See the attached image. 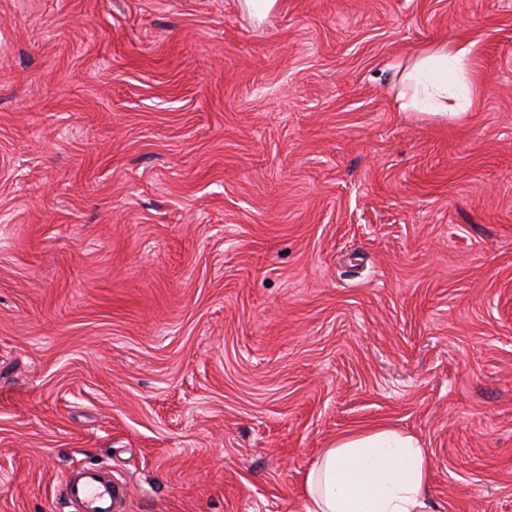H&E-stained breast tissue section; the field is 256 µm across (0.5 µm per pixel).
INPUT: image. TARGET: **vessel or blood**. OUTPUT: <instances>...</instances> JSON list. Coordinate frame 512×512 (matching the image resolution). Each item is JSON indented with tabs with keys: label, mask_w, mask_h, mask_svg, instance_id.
<instances>
[{
	"label": "vessel or blood",
	"mask_w": 512,
	"mask_h": 512,
	"mask_svg": "<svg viewBox=\"0 0 512 512\" xmlns=\"http://www.w3.org/2000/svg\"><path fill=\"white\" fill-rule=\"evenodd\" d=\"M127 486L106 467H89L71 474L62 485L69 512H124Z\"/></svg>",
	"instance_id": "obj_1"
}]
</instances>
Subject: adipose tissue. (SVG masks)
<instances>
[{"label": "adipose tissue", "instance_id": "ef3b65f1", "mask_svg": "<svg viewBox=\"0 0 512 512\" xmlns=\"http://www.w3.org/2000/svg\"><path fill=\"white\" fill-rule=\"evenodd\" d=\"M470 46L455 40L422 51L406 73L399 107L434 114L469 111ZM431 471L419 439L381 427L349 433L323 449L307 473L296 512H434Z\"/></svg>", "mask_w": 512, "mask_h": 512}]
</instances>
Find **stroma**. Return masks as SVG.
<instances>
[{
  "instance_id": "stroma-1",
  "label": "stroma",
  "mask_w": 512,
  "mask_h": 512,
  "mask_svg": "<svg viewBox=\"0 0 512 512\" xmlns=\"http://www.w3.org/2000/svg\"><path fill=\"white\" fill-rule=\"evenodd\" d=\"M378 426L512 512V0H0V512H294ZM470 54V46L453 39L422 51L404 77L412 94L399 95V108L433 114L448 110L468 112L473 103V88L466 69ZM127 486L106 467H89L71 474L62 485L70 512H123Z\"/></svg>"
}]
</instances>
